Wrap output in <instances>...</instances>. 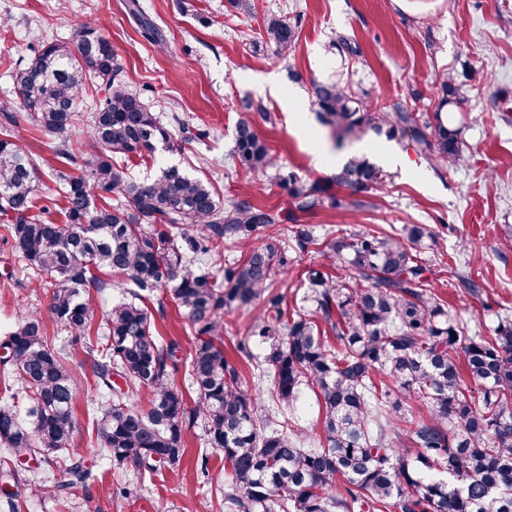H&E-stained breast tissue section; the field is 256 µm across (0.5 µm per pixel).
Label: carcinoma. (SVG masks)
Masks as SVG:
<instances>
[{
  "label": "carcinoma",
  "mask_w": 512,
  "mask_h": 512,
  "mask_svg": "<svg viewBox=\"0 0 512 512\" xmlns=\"http://www.w3.org/2000/svg\"><path fill=\"white\" fill-rule=\"evenodd\" d=\"M296 34L280 15L264 21L265 42L279 53ZM13 80L26 119L60 139L55 155L79 173L51 169L64 201V221H52L56 200L35 205L38 163L20 144L18 116L1 105L0 222L37 283L50 284L53 320L77 340L95 331L103 336L92 362L107 395L96 419L101 454L139 474L176 469L185 433L200 418L207 445L224 453L229 470L227 512H512V322L499 324L494 336L463 335L429 289L421 258L429 225L405 224L399 238L367 232L325 239L323 260L349 276L310 268L305 301L313 315L290 314L272 290L290 263L288 248L275 240L253 244L257 231L282 222L280 215L247 200L226 203L211 182L176 166L150 182L131 179L125 162L155 158L177 136L180 119L164 122L130 88L99 25H78L68 44L38 42L33 59L16 64ZM93 80L104 95L87 116L94 152L86 157L69 145L68 132ZM441 92L435 112L421 116L399 106L374 108L341 78L315 85L318 119L338 138L363 128L388 138L406 133L437 170L467 159L453 113L468 99L448 75ZM234 157L251 174L275 166L251 121L236 127ZM386 177L366 156L352 155L331 182L358 194ZM276 178L296 210L324 205L319 184L293 173ZM290 233L301 248L313 243L307 224L291 225ZM226 241L248 246V254L214 273L204 258ZM103 274L124 276L142 291L172 288L198 336L189 360L194 406L169 382L175 347L159 342L141 294L113 303L104 325L92 326V296L105 287ZM255 302L262 311L252 335L266 350L257 371L274 382L273 402L263 410L216 344L224 311ZM0 345L12 353L3 370L24 393L23 409L0 407V445L16 462L35 456L48 464L73 439L77 378L48 345L39 318L19 321L0 335ZM304 386L324 410L317 448L305 447V434L278 428ZM142 391L151 395L145 411L133 402ZM412 399L430 417L408 427ZM66 475L50 493L68 494L92 471L74 457Z\"/></svg>",
  "instance_id": "cac0c4a2"
}]
</instances>
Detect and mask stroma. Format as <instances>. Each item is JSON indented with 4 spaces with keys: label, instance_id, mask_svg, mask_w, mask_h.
<instances>
[{
    "label": "stroma",
    "instance_id": "1",
    "mask_svg": "<svg viewBox=\"0 0 512 512\" xmlns=\"http://www.w3.org/2000/svg\"><path fill=\"white\" fill-rule=\"evenodd\" d=\"M429 2L430 9L421 13L401 10L396 0H250L247 12L228 0H0V18L7 21L0 27V105L17 106L13 70L19 60L33 58L38 40L68 42L79 23L99 21L132 88L153 111L178 116L185 124V140H174L155 160L132 161L134 179L153 180L161 167L175 165L213 181L224 200L295 215L320 240L431 225L436 239L421 251L430 283L460 324L491 336L499 322L512 320V249L503 244L505 231H512V0ZM135 5L160 30L162 44L143 37L131 12ZM271 14L301 20L288 54L265 42L264 20ZM339 35L357 46L356 54L336 50ZM447 73L469 100L466 111L456 115L467 148L461 166L435 171L402 133L389 139L359 130L339 145L317 120L313 83L340 75L374 105L398 103L427 115L438 105L440 80ZM296 97L304 100V111L291 109ZM247 100L274 118L260 131L277 169L343 198L347 191L332 186L334 167L327 159H345L369 143L374 152L394 155L382 165L386 182L362 193L355 211L327 204L295 211L273 174L246 173L231 157L237 124L254 118L242 107ZM4 235L0 227V329L25 316L45 319L48 343L62 350L82 381L70 447L55 453L51 465L20 468L18 512H225L224 456L207 447L202 425L186 432V454L174 472L136 474L98 452L93 420L100 393L89 351L100 338L73 341L51 320L49 289L30 286L23 261ZM464 240L479 260L460 249ZM288 254L292 262L274 287L293 310L302 304L305 268L322 257L316 246L302 250L293 242ZM464 278L475 281L478 292L462 288ZM144 305L161 342H177L179 357H186L196 331L179 313L170 289H155ZM256 314L253 307L225 312L222 349L240 369L245 387L266 404L273 380H254L251 371L252 363L262 361L264 346L251 345L246 356L237 349ZM74 454L84 457L94 481L74 487L63 499L49 495L48 487L63 480Z\"/></svg>",
    "mask_w": 512,
    "mask_h": 512
}]
</instances>
